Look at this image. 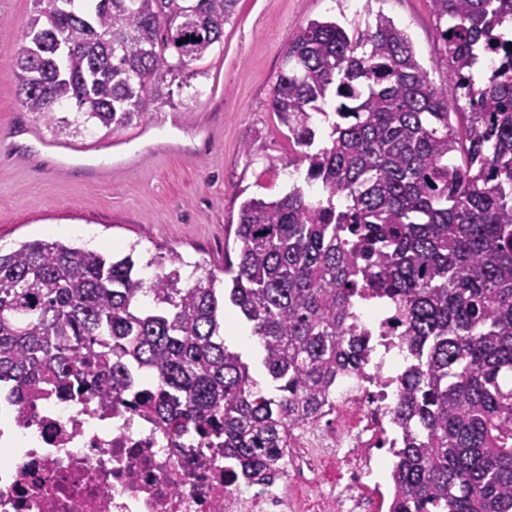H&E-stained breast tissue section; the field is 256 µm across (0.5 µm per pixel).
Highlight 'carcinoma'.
<instances>
[{
    "label": "carcinoma",
    "instance_id": "cac0c4a2",
    "mask_svg": "<svg viewBox=\"0 0 512 512\" xmlns=\"http://www.w3.org/2000/svg\"><path fill=\"white\" fill-rule=\"evenodd\" d=\"M16 53L23 106L78 134L121 127L224 42L237 0H34ZM451 88L383 13L347 31L311 20L270 106L306 186L242 203L229 281L182 256L114 259L61 240L0 252V384L24 398L125 400L192 427L249 482L374 350L350 309L391 312L405 354V429L391 512H512V0H430ZM496 51L503 63L472 70ZM453 94H448V90ZM63 101L73 118L57 117ZM332 107L327 112L326 107ZM330 144L313 149L317 116ZM232 307L258 343L265 392L220 335Z\"/></svg>",
    "mask_w": 512,
    "mask_h": 512
}]
</instances>
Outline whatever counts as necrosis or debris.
Returning a JSON list of instances; mask_svg holds the SVG:
<instances>
[{
	"label": "necrosis or debris",
	"mask_w": 512,
	"mask_h": 512,
	"mask_svg": "<svg viewBox=\"0 0 512 512\" xmlns=\"http://www.w3.org/2000/svg\"><path fill=\"white\" fill-rule=\"evenodd\" d=\"M400 348L341 377L321 416L292 427L270 483L242 490L224 452L141 411L41 390L18 411L0 389V512H391L383 448Z\"/></svg>",
	"instance_id": "necrosis-or-debris-1"
}]
</instances>
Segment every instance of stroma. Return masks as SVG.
<instances>
[{"instance_id": "35a3bbf8", "label": "stroma", "mask_w": 512, "mask_h": 512, "mask_svg": "<svg viewBox=\"0 0 512 512\" xmlns=\"http://www.w3.org/2000/svg\"><path fill=\"white\" fill-rule=\"evenodd\" d=\"M34 10L32 0H0V142L17 124L39 126L63 141L74 156H102L108 138L130 139L141 127L163 135L168 113L194 120L217 108L224 116L210 139L195 141L189 155L150 158L100 182L59 176L53 162L30 168L18 154L0 151V250L8 252L33 239H60L102 253L138 244L144 257L179 252L204 261L222 275L224 251L234 245L242 203L281 197L293 182V154L286 129L270 99L291 39L308 21L331 18L346 28L365 27L370 13L383 12L409 35L417 58L435 85L448 82L443 46L429 0H238L224 26V44L195 67L192 88L174 89L170 104L150 105L132 124L90 129L74 136L45 124L21 105L14 52ZM223 77V98L212 100L215 77Z\"/></svg>"}]
</instances>
